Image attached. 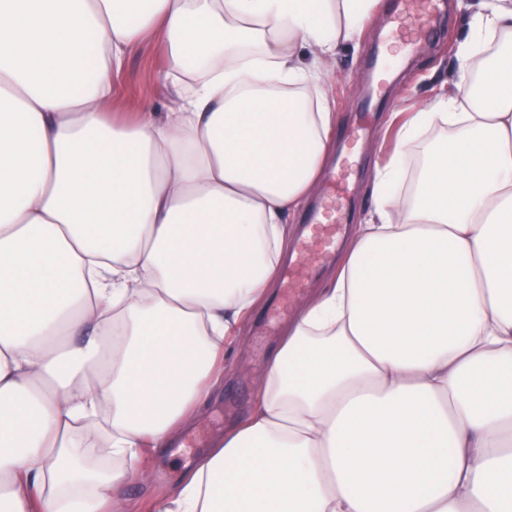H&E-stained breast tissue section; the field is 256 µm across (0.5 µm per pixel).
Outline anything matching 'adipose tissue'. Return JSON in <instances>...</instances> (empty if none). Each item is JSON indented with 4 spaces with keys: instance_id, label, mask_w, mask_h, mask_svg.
<instances>
[{
    "instance_id": "ef3b65f1",
    "label": "adipose tissue",
    "mask_w": 512,
    "mask_h": 512,
    "mask_svg": "<svg viewBox=\"0 0 512 512\" xmlns=\"http://www.w3.org/2000/svg\"><path fill=\"white\" fill-rule=\"evenodd\" d=\"M378 6L0 0V512H125L213 400L333 151L323 64ZM469 11L250 414L154 512H512V0ZM149 39L171 104L111 119Z\"/></svg>"
}]
</instances>
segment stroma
<instances>
[{"mask_svg":"<svg viewBox=\"0 0 512 512\" xmlns=\"http://www.w3.org/2000/svg\"><path fill=\"white\" fill-rule=\"evenodd\" d=\"M396 3L380 0L358 42L342 46L327 64L326 88L336 102V153L327 175L344 181V189L336 197L340 218L336 244L340 247L357 225L367 221L373 171L393 143V113L418 111L447 87L453 47L468 33L467 11L461 0H447L446 20L438 36L419 43L410 53H402L399 43L383 40ZM379 48L398 60L395 70L384 76L367 65ZM162 66L156 44L148 41L135 50L117 82L113 111L137 112L148 104L162 107L166 101L160 79ZM378 96L384 99L379 111L367 112L370 99ZM336 264L332 257L318 265L291 299H284L283 287L274 288L271 298L256 310L241 343L229 352L232 374L225 380L219 400L179 434L163 457L145 458L148 481L131 483L125 490L130 512H153L154 499L176 483L186 464L207 454L214 438L248 412L259 393L268 357L293 312L316 288L326 285Z\"/></svg>","mask_w":512,"mask_h":512,"instance_id":"obj_1","label":"stroma"}]
</instances>
